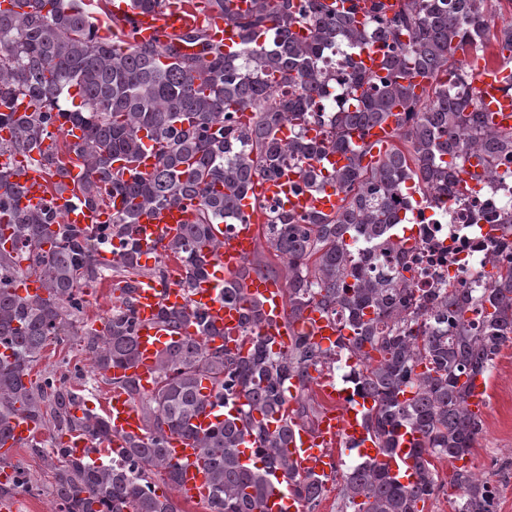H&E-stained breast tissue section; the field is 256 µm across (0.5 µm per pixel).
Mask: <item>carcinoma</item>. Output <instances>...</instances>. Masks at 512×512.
<instances>
[{
    "instance_id": "obj_1",
    "label": "carcinoma",
    "mask_w": 512,
    "mask_h": 512,
    "mask_svg": "<svg viewBox=\"0 0 512 512\" xmlns=\"http://www.w3.org/2000/svg\"><path fill=\"white\" fill-rule=\"evenodd\" d=\"M224 13L241 41L227 56L194 31L160 45L131 42L112 12V38L100 37L97 18L85 0H15L0 10V158L21 155L50 175H62L71 155L86 169L85 201L120 199L108 224L107 240L97 230L64 222L53 205L37 211L16 202L15 172L0 163V442L20 413L28 415L49 441H29L53 469V494L60 512H182L158 496L153 476L163 474L178 488L181 472L166 451L167 437L181 434L199 449L197 462L208 477L205 512H261L277 470L289 471L287 428L273 414L292 401L291 423L313 417L308 392L310 371H322L332 354L355 363L354 378L373 405L366 428L379 457L339 476L341 512H423L418 508L440 487L432 459L460 460L469 455L481 432L468 410L470 382L490 373L501 350L512 345V267L499 268L488 285L464 293H441L427 305L403 271L372 273L369 262L352 251L359 238L377 240L391 253L404 248L398 225L406 221L399 201L407 183L427 200L458 193L464 165L476 160L478 183L511 178L499 171L512 159V129L489 127L465 56L496 44L512 52V21L491 25V0H402L393 17L381 0H372L369 17L357 25L359 3L348 15L329 11L323 0H256L244 15L225 13V0H205ZM308 31L305 41L291 29ZM342 43L349 68L342 88L343 106L322 119L325 75L314 66L322 48ZM378 43L383 71L368 74L357 58ZM430 78L426 96L413 94L406 79ZM28 101L17 118L15 105ZM401 112L396 139L375 161L365 129ZM83 131L82 142L63 141L65 126ZM288 128V137L277 133ZM320 129L313 145L307 130ZM151 145H146V142ZM154 151L151 170L139 169L145 149ZM329 151L351 154L340 170L325 165ZM120 169L114 170L115 163ZM311 182L332 185L343 205L332 216L294 214L280 205L258 204L264 211L268 251L288 267V307L295 317L316 305L341 331L335 349H323L301 334L286 351L267 348L258 332V314L242 326L252 338L247 353L227 345L208 346L212 328L198 314L162 311L177 332L196 320L197 334L185 335L164 350L158 381L149 391L136 379L108 376L127 370L138 357L137 328L130 293L137 280L167 281L164 258L181 263L180 285L192 289L205 275L206 257L221 241L213 226L225 230L245 220L238 199L256 177L271 178L285 168ZM184 205L193 220L182 234L162 246L153 267L138 262L132 226L153 209ZM112 251V264L97 258ZM29 260L27 267L19 257ZM276 278V271L245 262L224 283L226 302H246L239 280L250 274ZM37 276L42 296H21L16 283ZM119 278L117 304L97 330L83 321V288ZM79 337L89 361L76 374L32 370L51 342ZM297 382L288 394V381ZM122 388L138 406L144 439L112 448L108 462L88 463L56 442L54 433H80L101 443L106 419L76 416L82 392L100 383ZM224 399L225 418L201 429L195 420L211 398ZM410 436L408 462L392 470L396 448ZM255 445V461L241 463L245 437ZM412 469V481L401 473ZM451 484L458 491L455 512H497V490L469 468H457ZM328 491L325 482L296 477L290 493L315 512Z\"/></svg>"
}]
</instances>
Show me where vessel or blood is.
I'll use <instances>...</instances> for the list:
<instances>
[{
	"mask_svg": "<svg viewBox=\"0 0 512 512\" xmlns=\"http://www.w3.org/2000/svg\"><path fill=\"white\" fill-rule=\"evenodd\" d=\"M254 7V0H226L224 11L219 12L202 5L200 0H164L161 7L143 10L137 7L135 0H112V14L131 33L133 42L160 43L204 27L212 41L227 53L233 51L240 36L230 22L224 21V14H244ZM471 71L486 121L499 129H512V67L498 57L473 64ZM399 121V114L394 113L367 129L365 139L374 151L383 152L390 147ZM13 166L20 208L39 210L52 201L62 211L66 223L83 228L110 223L111 205H90L84 201L80 187L85 180V171L78 164H66L60 179L64 190L57 195L52 193V178L44 169L28 164L20 156L16 157ZM300 179L299 172L286 170L272 179L252 181L239 201L246 221L229 232L215 228L214 233L221 237L223 245L215 257L209 258L208 275L198 282L192 293H185L173 281L162 284L151 278L141 279L132 294L139 355L135 366L127 373L133 375L143 389L153 388L160 353L178 339L160 317V311L165 307L204 314L216 329L215 335L208 339L209 346L214 348L223 345L225 339L238 338L240 325L252 306L260 315V332L273 350L288 348L296 334L302 331L310 335L312 342L325 348L336 342L335 322L323 316L316 307H307L298 320L289 321L287 291L281 282L251 276L241 283L246 303L230 305L222 297L224 281L239 271L256 247V226L248 219L256 200H280L285 210L293 213L331 215L341 207L340 194L328 185L293 193L292 185ZM191 220V212L178 205L143 214L133 228L142 255L158 252ZM127 373L115 369L111 375L120 379ZM371 406V401L362 400L339 411L333 408L323 414L312 431L291 426L287 450L295 470L275 472L272 491L264 504L265 512H301L297 499L289 493L294 474L330 475L335 463L333 450L338 444L360 449L370 456L376 455L377 448L363 423L364 414ZM103 411L111 431L108 447L125 448L143 438L141 414L126 392L113 389ZM167 453L182 470L178 487L181 498L198 501L205 497L207 476L196 464L198 450L193 441L181 436L170 437Z\"/></svg>",
	"mask_w": 512,
	"mask_h": 512,
	"instance_id": "b4317fda",
	"label": "vessel or blood"
}]
</instances>
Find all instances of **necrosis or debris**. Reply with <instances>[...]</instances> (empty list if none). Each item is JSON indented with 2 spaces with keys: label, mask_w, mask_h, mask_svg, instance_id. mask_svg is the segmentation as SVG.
<instances>
[{
  "label": "necrosis or debris",
  "mask_w": 512,
  "mask_h": 512,
  "mask_svg": "<svg viewBox=\"0 0 512 512\" xmlns=\"http://www.w3.org/2000/svg\"><path fill=\"white\" fill-rule=\"evenodd\" d=\"M507 214H512V182L494 180L415 209L403 252L385 254L359 240L353 249L378 265L406 267L417 296L429 301L445 290L461 291L484 280L488 257L504 249L500 220Z\"/></svg>",
  "instance_id": "necrosis-or-debris-1"
}]
</instances>
